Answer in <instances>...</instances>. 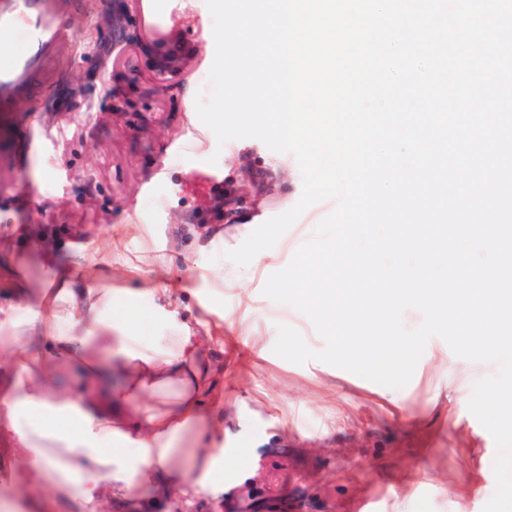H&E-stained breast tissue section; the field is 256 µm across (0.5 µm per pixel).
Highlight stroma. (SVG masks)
Segmentation results:
<instances>
[{"instance_id": "1", "label": "stroma", "mask_w": 512, "mask_h": 512, "mask_svg": "<svg viewBox=\"0 0 512 512\" xmlns=\"http://www.w3.org/2000/svg\"><path fill=\"white\" fill-rule=\"evenodd\" d=\"M75 42L59 50V85L41 111L15 117L0 137V293L22 271V304L33 303L51 265L68 267L81 286L99 272H120L139 239L107 242L127 224L153 228L165 263L147 259L141 279L168 285L180 317L221 321L230 311L251 316L252 334L224 329V447L228 460L206 490L156 500L151 485L129 497L137 512H482L495 491L490 433L458 400L493 374L431 338L410 383L396 390L327 363L286 361L273 352L278 324L296 328L309 347L324 342L293 307L262 289L291 261H268L252 287L216 294L205 276L219 249L201 226L261 225L296 204L301 174L295 158L255 138L218 146L190 119L188 85L207 84L215 55L212 31L171 14L149 26L146 41L112 52V0H82ZM179 46L189 65L171 81H154L151 51ZM38 141L20 145L26 130ZM217 164H209V157ZM244 190L229 215L212 213L217 195ZM45 249L25 248L30 233Z\"/></svg>"}]
</instances>
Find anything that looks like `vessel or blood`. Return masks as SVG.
<instances>
[{
  "label": "vessel or blood",
  "instance_id": "vessel-or-blood-1",
  "mask_svg": "<svg viewBox=\"0 0 512 512\" xmlns=\"http://www.w3.org/2000/svg\"><path fill=\"white\" fill-rule=\"evenodd\" d=\"M77 35L74 0H0V115L50 97L56 56Z\"/></svg>",
  "mask_w": 512,
  "mask_h": 512
}]
</instances>
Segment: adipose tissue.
Wrapping results in <instances>:
<instances>
[{"label": "adipose tissue", "instance_id": "1", "mask_svg": "<svg viewBox=\"0 0 512 512\" xmlns=\"http://www.w3.org/2000/svg\"><path fill=\"white\" fill-rule=\"evenodd\" d=\"M167 288L76 287L53 275L27 310L0 306V436L21 484L38 488L34 512L70 497L103 512L113 495L149 481L206 489L226 458L224 369L212 356L223 325L177 319ZM150 298L164 336L150 346L111 305ZM115 355L117 366L105 364ZM120 386H113V372Z\"/></svg>", "mask_w": 512, "mask_h": 512}]
</instances>
